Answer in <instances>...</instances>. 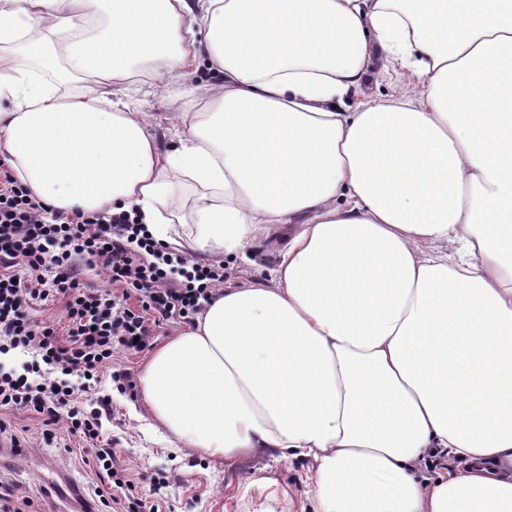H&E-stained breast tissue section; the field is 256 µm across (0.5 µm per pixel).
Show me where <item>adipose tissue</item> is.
<instances>
[{"instance_id": "obj_1", "label": "adipose tissue", "mask_w": 512, "mask_h": 512, "mask_svg": "<svg viewBox=\"0 0 512 512\" xmlns=\"http://www.w3.org/2000/svg\"><path fill=\"white\" fill-rule=\"evenodd\" d=\"M376 48L419 89L346 111ZM1 154L207 262L295 224L145 364L183 447L313 457L318 512H512V0H0ZM432 448L467 466L426 494ZM145 110L147 112H152L154 115V125L157 137L162 145L168 146L170 144L171 137L168 131L170 125L166 118L168 116L167 112H171V109L167 99L163 98L159 94L154 97H150L145 106ZM413 248L415 249V252L419 258L426 259L433 255L443 253H448V256L456 255L460 245L458 242L453 240H448V242L420 241L414 244Z\"/></svg>"}]
</instances>
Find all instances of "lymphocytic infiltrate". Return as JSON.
Returning <instances> with one entry per match:
<instances>
[{
    "instance_id": "f902f5d3",
    "label": "lymphocytic infiltrate",
    "mask_w": 512,
    "mask_h": 512,
    "mask_svg": "<svg viewBox=\"0 0 512 512\" xmlns=\"http://www.w3.org/2000/svg\"><path fill=\"white\" fill-rule=\"evenodd\" d=\"M96 263L108 287L84 283ZM224 280L223 265L171 250L137 212L49 210L0 158V356L28 358L18 370L0 363V413L32 414L44 444L61 425L86 447L95 478L80 500L84 512L98 503L112 512H160L159 501L132 495L131 471L104 437L103 413L84 410L82 395L100 386L116 353L147 348L157 323L193 322ZM133 297L140 310L130 308ZM54 299L65 302L62 335L35 316Z\"/></svg>"
}]
</instances>
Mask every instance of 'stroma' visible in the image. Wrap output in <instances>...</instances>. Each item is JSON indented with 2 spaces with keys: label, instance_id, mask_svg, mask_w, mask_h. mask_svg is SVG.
<instances>
[{
  "label": "stroma",
  "instance_id": "1",
  "mask_svg": "<svg viewBox=\"0 0 512 512\" xmlns=\"http://www.w3.org/2000/svg\"><path fill=\"white\" fill-rule=\"evenodd\" d=\"M416 83L411 70L374 55L372 69L349 93L346 108L352 112L369 100L411 95ZM287 244L285 232H273L225 257V286L270 280ZM101 392L112 400L104 429L137 476L135 495L149 494L154 477L167 478L168 487L160 491L162 512H316L309 494L317 468L313 458L284 461L278 449L250 448L232 461L218 462L177 447L143 403L140 388L122 392L107 381ZM72 445L60 435L51 446L28 449L23 456L0 453V480L18 485L40 512H69L75 505L72 488L93 476L91 463L73 454Z\"/></svg>",
  "mask_w": 512,
  "mask_h": 512
}]
</instances>
